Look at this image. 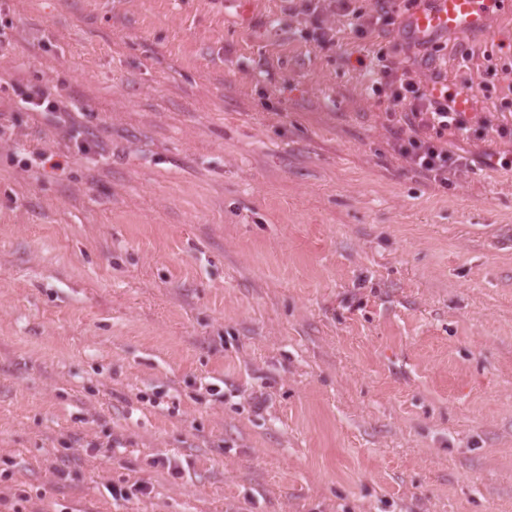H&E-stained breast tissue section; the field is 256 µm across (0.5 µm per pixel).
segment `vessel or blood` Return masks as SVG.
<instances>
[{"label": "vessel or blood", "instance_id": "obj_1", "mask_svg": "<svg viewBox=\"0 0 512 512\" xmlns=\"http://www.w3.org/2000/svg\"><path fill=\"white\" fill-rule=\"evenodd\" d=\"M492 1L495 0H430L425 9L409 17L408 30L420 41L443 32L468 35L486 26Z\"/></svg>", "mask_w": 512, "mask_h": 512}]
</instances>
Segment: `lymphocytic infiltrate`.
Returning a JSON list of instances; mask_svg holds the SVG:
<instances>
[{
  "label": "lymphocytic infiltrate",
  "instance_id": "lymphocytic-infiltrate-1",
  "mask_svg": "<svg viewBox=\"0 0 512 512\" xmlns=\"http://www.w3.org/2000/svg\"><path fill=\"white\" fill-rule=\"evenodd\" d=\"M335 6L356 36L364 38L375 31L394 26L396 17L382 10L368 15L356 6L355 0H335ZM373 94L388 92L394 105L402 109L403 120L410 133L396 137L393 149L417 172L440 184H447L451 175L464 165L461 156L448 151L442 144L444 137H466L471 123L465 113L456 111L453 95L446 91L425 89L408 71L388 61L384 53H377L370 70Z\"/></svg>",
  "mask_w": 512,
  "mask_h": 512
}]
</instances>
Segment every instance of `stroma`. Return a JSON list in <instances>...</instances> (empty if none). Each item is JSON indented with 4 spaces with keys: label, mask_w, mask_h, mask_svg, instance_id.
<instances>
[{
    "label": "stroma",
    "mask_w": 512,
    "mask_h": 512,
    "mask_svg": "<svg viewBox=\"0 0 512 512\" xmlns=\"http://www.w3.org/2000/svg\"><path fill=\"white\" fill-rule=\"evenodd\" d=\"M319 23L0 0V512H512V142L439 186L362 67L510 122L512 14ZM429 6L412 14L407 23L410 34L419 41L435 34L454 32L460 36L487 24L491 0H428ZM22 101L28 104L31 110L41 114L56 115L66 112L62 102L51 100L49 95L40 87L27 88ZM56 117L59 118L60 116L56 115Z\"/></svg>",
    "instance_id": "1"
}]
</instances>
